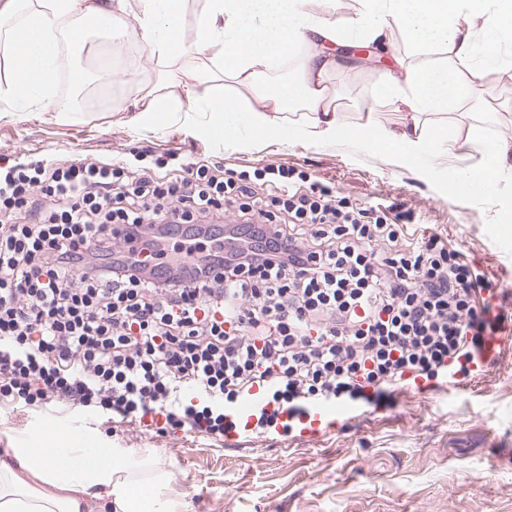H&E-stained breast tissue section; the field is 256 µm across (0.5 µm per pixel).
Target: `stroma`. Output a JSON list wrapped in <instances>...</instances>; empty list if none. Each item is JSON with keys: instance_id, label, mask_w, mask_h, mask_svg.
Here are the masks:
<instances>
[{"instance_id": "obj_1", "label": "stroma", "mask_w": 512, "mask_h": 512, "mask_svg": "<svg viewBox=\"0 0 512 512\" xmlns=\"http://www.w3.org/2000/svg\"><path fill=\"white\" fill-rule=\"evenodd\" d=\"M93 44L89 51L73 48L68 59L92 68L113 58L135 71L138 82L120 85L109 107L68 119L55 112L22 116L0 101L1 165L49 156L118 160L135 147L147 151L142 165L162 173L186 159L238 172L288 165L349 204L403 205L407 222L461 250L512 312V241L495 238L498 227L512 228V213L504 208L512 194L461 196L448 177L453 168L478 161L473 147L455 145L447 161L410 169L350 140L325 146L266 137L248 150L220 145L176 113L161 114L156 131L146 132L131 123L126 107L142 87L153 85L156 66L134 42L97 38ZM327 51L338 62L328 85L350 125L370 121L395 128L407 120L403 110H369L377 84L397 71L395 59L367 62L338 45ZM501 74L507 86L493 89L480 82L477 99L426 113L425 123L461 138L473 130L488 141L512 139V67ZM71 415L51 405H0V448L20 439L35 421ZM91 422L102 446L158 454L171 473L167 494L185 499L188 512H512V348L485 375L464 379L452 398L391 392L375 416L328 432L313 445L272 434L225 446L181 431L159 437L96 414Z\"/></svg>"}]
</instances>
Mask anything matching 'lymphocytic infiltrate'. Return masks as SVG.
<instances>
[{
    "mask_svg": "<svg viewBox=\"0 0 512 512\" xmlns=\"http://www.w3.org/2000/svg\"><path fill=\"white\" fill-rule=\"evenodd\" d=\"M509 321L440 234L292 167L0 166V404L220 442L252 387L280 407L382 393L472 362Z\"/></svg>",
    "mask_w": 512,
    "mask_h": 512,
    "instance_id": "1",
    "label": "lymphocytic infiltrate"
}]
</instances>
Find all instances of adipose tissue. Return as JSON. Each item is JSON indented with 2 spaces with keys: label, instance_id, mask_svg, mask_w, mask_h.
<instances>
[{
  "label": "adipose tissue",
  "instance_id": "ef3b65f1",
  "mask_svg": "<svg viewBox=\"0 0 512 512\" xmlns=\"http://www.w3.org/2000/svg\"><path fill=\"white\" fill-rule=\"evenodd\" d=\"M37 0L26 19H19L18 0H0V59L15 78L0 87L17 111L39 108L67 113L53 92L62 68V45L78 46L105 24L110 39H131L163 69L160 86L174 82L181 95L149 91L132 102L134 122L149 126L159 112H207L199 127L213 136L223 130L228 142H242L241 126L276 132L288 142L333 145L349 127L329 94L327 78L336 67L324 45L389 41L390 28L404 34L421 62L400 63L373 93V106L413 115L400 128L373 129L366 124L356 136L364 150L391 157L402 165L438 160L447 151L446 137L420 124L419 114L447 110L474 99L483 71L512 63V0ZM194 36L183 42L185 20ZM314 45L288 80L276 88L260 86L265 70L281 62L299 44ZM447 61L426 62L437 49ZM186 57L190 65L167 70V63ZM252 90L253 99L228 92L229 83ZM301 106L299 119L288 110ZM476 165L454 171L459 184L473 181L493 187L512 178V140L476 141ZM48 426H31L21 445L0 458V512H187L185 500L166 494L170 473L155 454L128 448H102L98 434L74 428L62 443L44 447Z\"/></svg>",
  "mask_w": 512,
  "mask_h": 512
}]
</instances>
